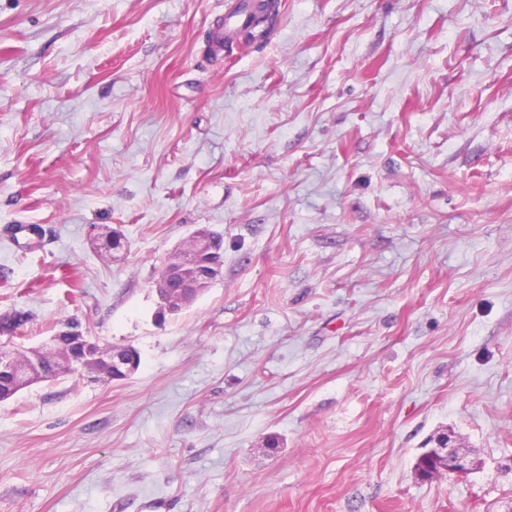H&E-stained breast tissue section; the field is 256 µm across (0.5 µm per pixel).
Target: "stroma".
I'll list each match as a JSON object with an SVG mask.
<instances>
[{"label":"stroma","mask_w":512,"mask_h":512,"mask_svg":"<svg viewBox=\"0 0 512 512\" xmlns=\"http://www.w3.org/2000/svg\"><path fill=\"white\" fill-rule=\"evenodd\" d=\"M233 2L0 0V316L141 356L0 402V512H512V0ZM188 246L172 254L155 281L161 309L174 313L192 302L222 275L224 260L216 241L205 228L198 229ZM179 289V295L174 293ZM434 446L427 452V460L415 467L416 475L422 480L441 476H462L475 469V461L467 452L451 444L448 435L433 440Z\"/></svg>","instance_id":"stroma-1"}]
</instances>
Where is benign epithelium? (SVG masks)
Here are the masks:
<instances>
[{"instance_id":"benign-epithelium-1","label":"benign epithelium","mask_w":512,"mask_h":512,"mask_svg":"<svg viewBox=\"0 0 512 512\" xmlns=\"http://www.w3.org/2000/svg\"><path fill=\"white\" fill-rule=\"evenodd\" d=\"M96 244L103 247L112 244V253L124 249L119 233L106 228L95 237ZM224 260L216 241L205 228L195 231L188 246L172 254L155 281V292L161 309L174 313L192 302L222 275ZM84 377L94 380L106 371H112V380L130 378L139 369L136 350L130 346H94L83 340L73 354L69 365ZM0 374L10 378L15 390H22L38 382L33 367L20 364L11 351H0ZM434 446L427 452V460L415 468L416 475L427 480L441 476H462L475 469V461L468 453L451 444L443 435L433 440Z\"/></svg>"}]
</instances>
